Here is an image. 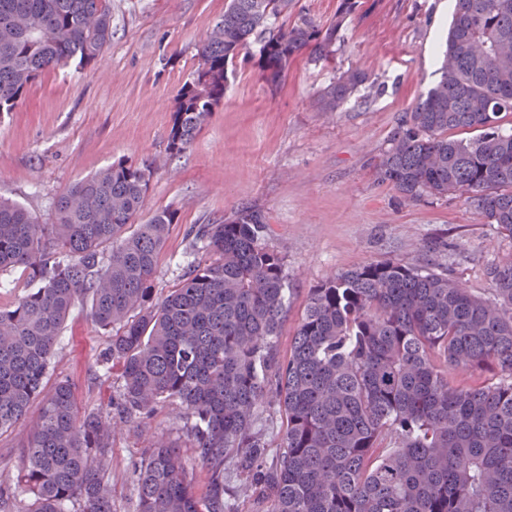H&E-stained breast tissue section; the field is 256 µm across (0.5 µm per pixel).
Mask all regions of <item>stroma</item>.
I'll use <instances>...</instances> for the list:
<instances>
[{"label": "stroma", "instance_id": "1", "mask_svg": "<svg viewBox=\"0 0 512 512\" xmlns=\"http://www.w3.org/2000/svg\"><path fill=\"white\" fill-rule=\"evenodd\" d=\"M341 46L328 61L300 58L270 90L253 61L238 63L191 146L166 151L178 90L198 65L197 45L222 18L226 0H109L112 40L102 61L42 74L17 108L0 117V196L25 205L40 223L74 182L113 162L154 168L141 220L176 211L158 259L155 285L167 294L195 253L191 225L223 220L234 208L261 210L267 241L286 259L288 315L275 343L285 359L311 288L373 261L427 266L486 293L488 268L512 256L461 194L411 202L379 183L375 169L391 134L438 79L453 0H356ZM367 71L377 93L356 91L337 111L316 104L335 74ZM107 331L76 306L63 330L48 383L68 379L78 408L109 407L118 368L104 365ZM29 422L0 434V482L16 484ZM184 451L198 495L208 474L191 451L184 419L162 406L112 442L117 512H135L134 468L152 441ZM224 500L234 512H266L252 476L226 462Z\"/></svg>", "mask_w": 512, "mask_h": 512}]
</instances>
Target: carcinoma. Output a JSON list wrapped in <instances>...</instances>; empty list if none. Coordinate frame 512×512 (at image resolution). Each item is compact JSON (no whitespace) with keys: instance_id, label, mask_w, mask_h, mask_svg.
I'll return each instance as SVG.
<instances>
[{"instance_id":"obj_1","label":"carcinoma","mask_w":512,"mask_h":512,"mask_svg":"<svg viewBox=\"0 0 512 512\" xmlns=\"http://www.w3.org/2000/svg\"><path fill=\"white\" fill-rule=\"evenodd\" d=\"M293 0H227L178 90L167 153L182 154L252 58L277 90L299 58L334 57L355 0L327 24L288 22ZM112 39L107 0H0V113L50 68L96 64ZM346 71L318 107L361 85ZM512 0H455L439 78L393 132L376 178L408 199L464 193L512 237ZM464 137L453 136L454 132ZM470 137H465V134ZM153 168L120 160L79 180L54 223L0 198V272L24 292L0 308V433L40 401L22 455L24 512H116L112 440L160 404L189 421L209 471L199 497L179 448L160 439L136 467L137 512H226L224 462L263 472L268 512H512V258L476 295L395 261L367 263L310 290L288 359L275 339L288 313V266L264 215L237 207L187 235L201 256L159 296L158 258L176 213L140 223ZM113 330L103 362L120 366L110 408L77 410L72 385L45 390L78 303ZM494 371L495 383L476 382ZM281 414L282 454L264 472L261 410Z\"/></svg>"}]
</instances>
